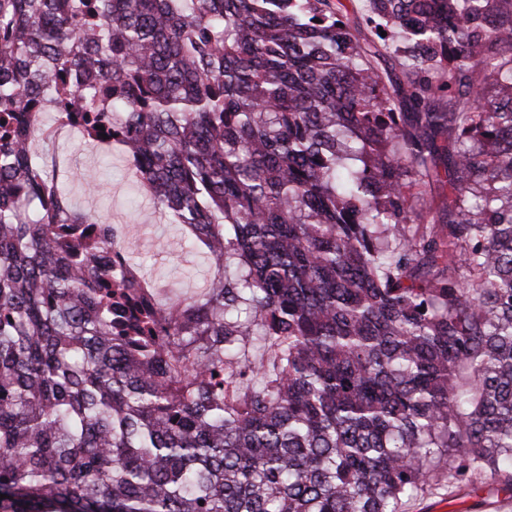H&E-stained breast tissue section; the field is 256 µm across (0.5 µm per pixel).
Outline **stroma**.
Listing matches in <instances>:
<instances>
[{"mask_svg":"<svg viewBox=\"0 0 512 512\" xmlns=\"http://www.w3.org/2000/svg\"><path fill=\"white\" fill-rule=\"evenodd\" d=\"M64 168L72 203L94 213L101 222L119 228L131 241L145 277L157 280L161 299L186 298L203 290L209 265L200 252L184 242L181 226L155 213L125 168L122 157L59 132L51 148ZM406 512H512V500L470 493L447 482L425 486L407 501Z\"/></svg>","mask_w":512,"mask_h":512,"instance_id":"1","label":"stroma"}]
</instances>
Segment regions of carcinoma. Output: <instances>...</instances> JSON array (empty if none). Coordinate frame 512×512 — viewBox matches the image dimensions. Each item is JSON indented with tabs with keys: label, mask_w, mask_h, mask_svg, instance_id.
<instances>
[{
	"label": "carcinoma",
	"mask_w": 512,
	"mask_h": 512,
	"mask_svg": "<svg viewBox=\"0 0 512 512\" xmlns=\"http://www.w3.org/2000/svg\"><path fill=\"white\" fill-rule=\"evenodd\" d=\"M76 112L202 297L112 270L30 148ZM443 471L512 495V0H0V512H403Z\"/></svg>",
	"instance_id": "obj_1"
}]
</instances>
